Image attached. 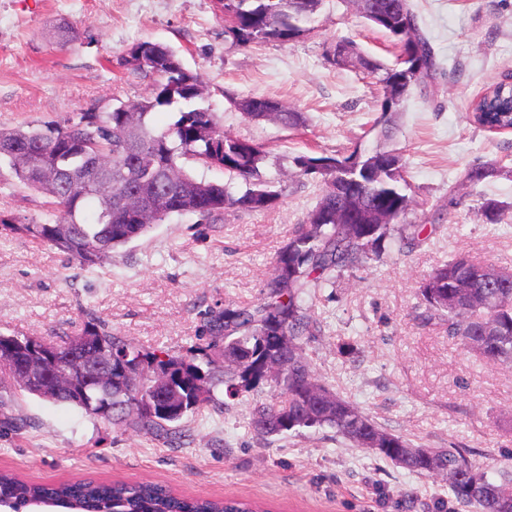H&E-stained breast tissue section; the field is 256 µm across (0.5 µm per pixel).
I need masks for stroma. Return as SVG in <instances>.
Instances as JSON below:
<instances>
[{"instance_id": "35a3bbf8", "label": "stroma", "mask_w": 512, "mask_h": 512, "mask_svg": "<svg viewBox=\"0 0 512 512\" xmlns=\"http://www.w3.org/2000/svg\"><path fill=\"white\" fill-rule=\"evenodd\" d=\"M440 72L393 116L390 148L406 161L411 221L438 209L428 243L389 250L344 272L323 289L314 311L325 332L307 355L316 374L383 427L431 448L468 449L495 473L512 458V368L489 366L418 315L419 287L454 254L512 269V131L469 120V103L512 73V0H411ZM74 27L77 41L58 31ZM347 39L369 55L394 59L387 38L344 0H322L306 30L289 41L241 46L226 31L218 0H0V129L43 131L79 112H108L114 100L146 97L153 80L123 61L144 41L168 43L203 79L202 104L230 135L265 144V177L282 196L264 212L225 210L217 221L171 216L83 268L49 244L17 232L44 223L46 194L0 167V332L57 342L92 327L150 351L204 364L198 330L206 314L258 302L272 262L321 192L296 177L301 154H334L380 143L378 91L359 66L335 64L329 49ZM270 97L304 112L293 130L254 121L234 100ZM501 176L472 190L473 162ZM458 205L449 208V195ZM502 205L487 223L485 201ZM357 349L342 357L344 343ZM267 386L236 399L216 387L212 401L187 413L174 435H150L96 421L0 381V471L31 482L77 479L153 481L175 492L245 499L273 512H456L445 483L376 459L333 431L261 439L250 411Z\"/></svg>"}]
</instances>
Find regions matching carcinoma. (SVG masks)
I'll return each instance as SVG.
<instances>
[{
    "label": "carcinoma",
    "mask_w": 512,
    "mask_h": 512,
    "mask_svg": "<svg viewBox=\"0 0 512 512\" xmlns=\"http://www.w3.org/2000/svg\"><path fill=\"white\" fill-rule=\"evenodd\" d=\"M236 42L248 45L287 41L305 31L321 0H219ZM375 13L372 28L385 34L398 57L392 67L363 53L349 40L337 50L361 60L374 80L385 116L380 135L393 136L391 116L412 90L439 71L435 52L421 31L411 0H367ZM125 64L155 78L153 93L135 103L118 101L109 112H82L76 122L48 132L0 130V143H16V153H1L27 187L53 198L55 219L19 224L36 240L48 243L82 267L145 235L172 215L193 214L212 220L227 208L247 212L273 209L280 193L263 179L264 147L224 134L214 112L198 103L201 75L185 66L172 47L142 41L128 50ZM254 120L272 118L286 128L305 124V116L275 99L233 101ZM176 108L164 127L154 114ZM472 120L487 130L512 125V87L494 83L469 105ZM224 170L245 190L229 183L197 179L182 159ZM108 168L112 192L94 185L96 164ZM298 176L321 177L319 200L307 219L296 225L276 254L273 271L259 302L226 308L203 321L199 336L222 349L207 357V369L192 359L145 352L104 329L86 330L58 344L40 336L0 333V365L18 388L55 403L68 404L89 417L158 438L172 434L173 424L208 403L222 384L238 397L261 384L279 395L276 402H256L251 427L256 435L299 436L329 428L355 447L396 467L440 480L456 502L476 512H512V467L491 477L471 463L460 448H428L378 424L357 405L340 397L312 371L306 356L310 337L320 333L311 315L312 296L333 286L345 270L365 266L387 249L408 253L424 241V227L407 220L411 199L403 193V156L394 149L346 156L300 155ZM42 168L64 170L55 183L39 177ZM499 170L470 165L462 182L476 188ZM145 202L141 219L121 205L131 193ZM391 214L388 223L378 215ZM425 309L421 322L445 327L448 338L463 344L488 365L512 367V271L465 255L439 264L419 288ZM93 352L100 368L88 372L54 356L55 348ZM12 512L35 502L61 503L68 512H254L251 504L225 499L178 496L154 483L35 484L0 472V503Z\"/></svg>",
    "instance_id": "1"
}]
</instances>
